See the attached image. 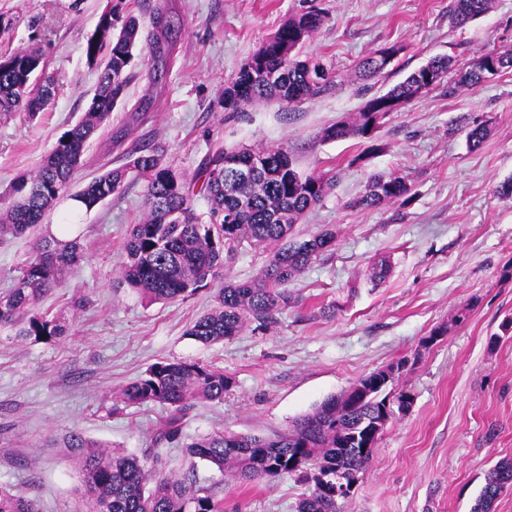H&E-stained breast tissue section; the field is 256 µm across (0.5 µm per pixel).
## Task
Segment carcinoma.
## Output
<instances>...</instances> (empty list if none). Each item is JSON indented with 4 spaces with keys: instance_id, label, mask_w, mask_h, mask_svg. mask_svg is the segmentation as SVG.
I'll return each mask as SVG.
<instances>
[{
    "instance_id": "carcinoma-1",
    "label": "carcinoma",
    "mask_w": 512,
    "mask_h": 512,
    "mask_svg": "<svg viewBox=\"0 0 512 512\" xmlns=\"http://www.w3.org/2000/svg\"><path fill=\"white\" fill-rule=\"evenodd\" d=\"M491 0H449L448 18L464 25L484 15ZM326 18V11L312 6L289 18L224 87V109L241 112L256 101L291 105L318 96L334 86V75L318 57L301 48ZM155 77L169 61L177 30L164 14L153 15ZM139 16L116 0L109 25L102 36L85 44L88 63L98 72L88 112L57 140L37 170L20 176L11 195L16 197L0 211V245L34 231L45 223L58 200L65 196L90 211L104 199L121 194L129 177L144 182L146 216L134 224L124 242L118 287H128L142 301L164 303L185 298L219 278L224 260L245 243L270 247L266 264L251 279L225 280L217 289L216 306L199 316L187 335L202 344L229 340L247 323L269 322L285 309L292 297L288 283L328 251L335 234L326 230L307 239L293 237L294 224L315 207L330 189L320 175L300 173L285 147H260L250 152L222 145L202 164L200 188L207 199V215L192 210L195 182L162 163L160 144L143 145L127 155L121 167L104 171L75 194H70L75 170L88 143L98 136L121 100L131 75L133 49L141 40ZM399 48L385 46L364 57L360 76L371 79L388 67L383 55L395 56ZM42 56L30 50L0 55V113L27 112L30 116L51 101L53 80L43 76ZM451 55L435 56L411 72L386 93L367 100L349 122H338L323 131L328 140L367 138L372 111L395 112L423 93L446 88L452 94L470 89L486 78L512 70V49L488 51L457 74ZM259 164L249 177L226 185L224 162L244 164L252 156ZM404 177H377L351 202L354 207L377 208L408 194ZM82 254L77 238L41 241L13 287L0 294V325L18 327V335L34 341H52L65 335L66 325L38 308V302L55 287L62 270ZM373 371L359 378L340 395L324 400L287 432L273 438L216 431L183 444L189 467L206 462L240 482L295 475L311 485L299 501L297 512H340L339 501L349 493H336V484L322 477L341 473L345 482L360 479L371 459L361 444L364 432L382 415L387 387L377 383ZM231 380L214 367L182 361L154 364L145 375L126 384L117 401L128 405L159 404L170 415L156 441L181 439L182 421L197 403L221 401ZM70 456L83 476L85 512H223L211 491L188 477L148 466V457L112 450V446L73 433L67 440ZM512 489V459L500 460L489 472L472 512H491L493 503ZM0 512H38L33 500L12 488L0 486Z\"/></svg>"
}]
</instances>
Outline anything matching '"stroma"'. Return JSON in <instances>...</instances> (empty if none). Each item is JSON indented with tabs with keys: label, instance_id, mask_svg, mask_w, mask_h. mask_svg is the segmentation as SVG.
Segmentation results:
<instances>
[{
	"label": "stroma",
	"instance_id": "obj_1",
	"mask_svg": "<svg viewBox=\"0 0 512 512\" xmlns=\"http://www.w3.org/2000/svg\"><path fill=\"white\" fill-rule=\"evenodd\" d=\"M326 22L305 43L336 75L327 92L288 107L257 102L224 109V86L306 0H136L142 18L163 10L179 31L163 82L149 78L140 42L134 78L108 126L121 144L90 142L73 178L81 188L124 152L159 143L166 165L194 176L225 147L284 146L305 174L327 172L334 185L300 224L297 237L324 229L334 247L289 283L292 300L271 324H249L211 345L186 331L214 304L215 287L148 305L116 285L125 235L144 212L143 184L72 212L61 199L51 223L0 245V293L12 288L36 238L75 214L71 230L84 257L40 301L69 326L36 342L0 327V485L33 499L39 512H75L81 477L66 441L78 431L137 455L160 448L167 468L187 472L222 500L224 512H296L308 486L297 477L235 482L200 462L187 470L178 445H156L168 415L159 404L124 406L113 397L164 360L211 365L232 386L223 401L189 411L183 436L214 431L272 438L342 393L358 378L407 360L397 390L412 398L393 414L342 512H471L488 471L512 458V71L455 94L435 89L387 116L371 141L326 140L324 128L360 112L438 55L459 70L492 49H512V0L463 26L450 24L448 0H318ZM106 0H0V54L40 52L55 96L29 117L0 115V197L37 169L57 139L87 112L97 71L84 46ZM400 49L381 77L363 81L357 66L389 45ZM488 135L470 148L467 125ZM405 176L411 191L378 208L352 207L375 175ZM390 262L379 286L367 278ZM447 330L432 345L423 339Z\"/></svg>",
	"mask_w": 512,
	"mask_h": 512
}]
</instances>
